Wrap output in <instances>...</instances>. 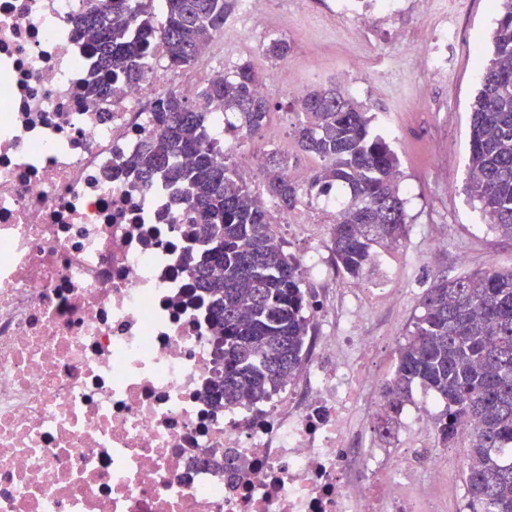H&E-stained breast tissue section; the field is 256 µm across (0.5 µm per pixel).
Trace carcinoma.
<instances>
[{
  "mask_svg": "<svg viewBox=\"0 0 512 512\" xmlns=\"http://www.w3.org/2000/svg\"><path fill=\"white\" fill-rule=\"evenodd\" d=\"M103 0L80 23L99 56L91 93L109 91V75L138 80L149 40L158 37L169 66L191 65L198 49L224 30L230 0ZM253 67L243 63L200 90L209 111L176 91L155 112L162 134L145 140L132 166L145 184L159 173L184 187L209 244L192 268L210 299L224 350V380L215 394L257 403L269 398L301 362L313 326L299 262L287 255L272 230V215L239 170L215 155L225 130L259 133L271 112ZM298 148L320 160L307 187L288 178V155H266L267 195L282 211L301 198L327 197L340 186L347 204L330 226L337 270L354 282L378 268L381 251L406 236L402 172L386 139L373 131L374 116L334 87L306 92L295 101ZM467 190L490 227L512 239V0H503L492 52L481 69L471 106ZM420 314L398 351L385 382L375 429L391 434L412 387L421 383L443 404L434 419L442 447L468 440L464 470L466 512H512V268L467 270L442 276L420 298ZM473 423L461 427L463 420Z\"/></svg>",
  "mask_w": 512,
  "mask_h": 512,
  "instance_id": "1",
  "label": "carcinoma"
}]
</instances>
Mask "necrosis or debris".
Here are the masks:
<instances>
[{"mask_svg":"<svg viewBox=\"0 0 512 512\" xmlns=\"http://www.w3.org/2000/svg\"><path fill=\"white\" fill-rule=\"evenodd\" d=\"M265 0H235L216 49L262 54ZM97 0H0V512H448L441 447H354L381 403L363 358L386 281L359 284L336 333L268 400L217 404L222 367L190 269L206 250L179 187L130 167L154 110L199 76L157 61L86 96L98 57L78 30ZM457 17L419 34L448 69Z\"/></svg>","mask_w":512,"mask_h":512,"instance_id":"necrosis-or-debris-1","label":"necrosis or debris"}]
</instances>
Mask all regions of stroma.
<instances>
[{
	"label": "stroma",
	"mask_w": 512,
	"mask_h": 512,
	"mask_svg": "<svg viewBox=\"0 0 512 512\" xmlns=\"http://www.w3.org/2000/svg\"><path fill=\"white\" fill-rule=\"evenodd\" d=\"M332 2L297 0L299 17L292 20L277 13L275 0H266L270 34L287 40L291 51L283 63L267 56L251 61L274 109L262 132L247 138L246 145L265 153L280 148L281 135L293 134L298 116L288 107L291 95L281 87L287 80L302 91L339 86L374 114L400 162L407 222L405 239L383 257L396 301L367 320L368 327L382 325L388 330V340L375 354L378 367L388 376L420 313V298L437 277L466 269L512 267V240L488 227L465 180L469 112L479 69L491 56L500 8L492 0H462V38L450 50L454 70L435 78L415 49L430 20L416 13L410 0H400L402 11L394 22L378 16L366 29L335 16ZM314 57L322 61L316 74L310 69ZM301 207L323 224V231L290 235L280 225L275 231L288 255L317 252L320 272L304 279L302 287L313 299L335 302L347 283L336 271L326 230L335 205L320 198L302 201ZM466 456L460 443L435 460L448 471L450 512H461L464 505Z\"/></svg>",
	"instance_id": "stroma-1"
}]
</instances>
